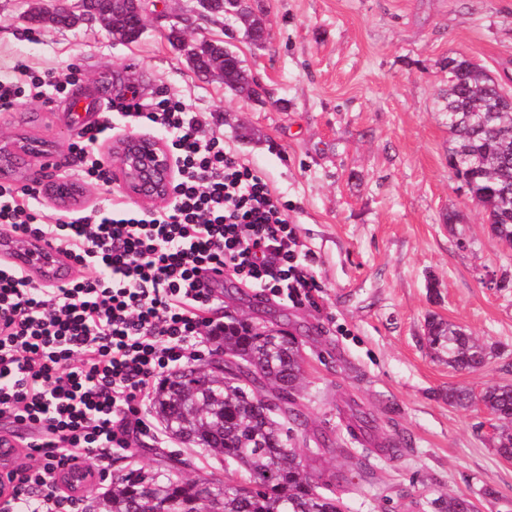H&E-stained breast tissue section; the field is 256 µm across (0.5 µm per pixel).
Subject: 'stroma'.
Wrapping results in <instances>:
<instances>
[{"instance_id": "stroma-1", "label": "stroma", "mask_w": 512, "mask_h": 512, "mask_svg": "<svg viewBox=\"0 0 512 512\" xmlns=\"http://www.w3.org/2000/svg\"><path fill=\"white\" fill-rule=\"evenodd\" d=\"M35 0H0V75L79 71L67 93L0 113V134L47 142L64 174L78 129L79 94L108 105L135 88L143 101L184 96L207 113L224 144L288 204L322 285L318 306L274 297L224 277L214 318L285 328L299 338L297 395L307 427L300 453L327 435L315 468L350 479L345 512H436V499L473 498L479 512H512V463L491 448L489 416L448 404L449 386L512 383V250L492 236L480 206L460 194L448 167V58L464 55L495 75L512 64V0H253L269 35L255 47L237 22L196 16V0H155L142 36L116 41L96 21L35 27ZM223 41L254 77L260 97L199 78L167 39ZM458 324L491 347L486 365L459 373L426 341L431 318ZM375 422L351 435L349 408ZM150 430L114 450L112 470L81 493L90 506L129 462L146 470L178 450L150 406ZM400 441L397 455L379 451ZM370 449L369 473L356 454Z\"/></svg>"}]
</instances>
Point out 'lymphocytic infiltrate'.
Segmentation results:
<instances>
[{"label":"lymphocytic infiltrate","mask_w":512,"mask_h":512,"mask_svg":"<svg viewBox=\"0 0 512 512\" xmlns=\"http://www.w3.org/2000/svg\"><path fill=\"white\" fill-rule=\"evenodd\" d=\"M71 80L51 70L23 85L0 78V111L50 99ZM109 110L72 143L76 176L110 186L101 147L117 124L159 129L176 169L165 205L118 202L62 219L37 206V186L0 183V228L37 234L82 268L75 281L46 288L0 267V420L31 433L0 512H74L78 497L64 472L79 461L87 475L105 473L113 449L147 431L137 404L224 329L210 315L219 284L208 272L294 304L322 294L285 204L226 149L204 113L175 94L146 104L133 90Z\"/></svg>","instance_id":"obj_1"}]
</instances>
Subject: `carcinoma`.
I'll list each match as a JSON object with an SVG mask.
<instances>
[{"instance_id":"obj_1","label":"carcinoma","mask_w":512,"mask_h":512,"mask_svg":"<svg viewBox=\"0 0 512 512\" xmlns=\"http://www.w3.org/2000/svg\"><path fill=\"white\" fill-rule=\"evenodd\" d=\"M131 0H84L72 14L66 0H41L29 20L40 25L48 12L56 24L72 27L83 16L99 22L113 38H137ZM172 41L186 51L197 74L217 77L231 90L250 82L237 54L219 40L184 45L179 32ZM229 59H224V56ZM448 89L441 111L448 113V157L458 158L469 192L483 207L491 233L512 248V108L491 75L464 55L451 58ZM427 343L455 371L480 369L487 348L453 322L427 323ZM224 350V368L207 373L193 365L172 372L154 391L152 408L169 437L192 453L229 468L238 481L211 473L185 479L191 459L171 455L156 470L130 469L112 479V492L101 512H341L342 498L321 491L310 473L308 456L295 448L306 422L296 394L302 383V343L283 329L229 321L216 337ZM500 421L491 438L496 454L512 458V384L486 388L480 396L464 387L448 388V405L466 408L473 401ZM463 494L450 495L439 512H470Z\"/></svg>"}]
</instances>
